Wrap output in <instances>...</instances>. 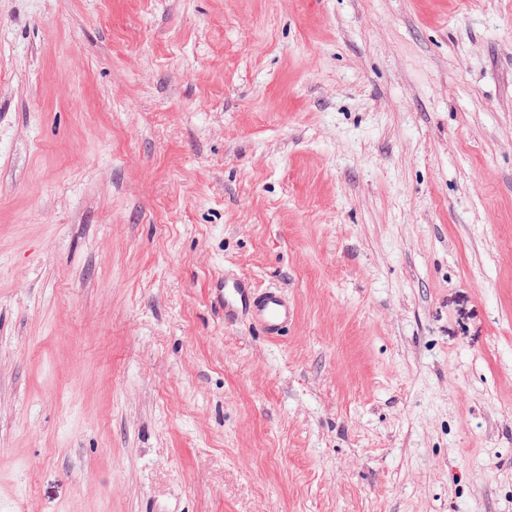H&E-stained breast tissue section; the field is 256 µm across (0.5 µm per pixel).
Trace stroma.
<instances>
[{
	"label": "stroma",
	"instance_id": "35a3bbf8",
	"mask_svg": "<svg viewBox=\"0 0 512 512\" xmlns=\"http://www.w3.org/2000/svg\"><path fill=\"white\" fill-rule=\"evenodd\" d=\"M0 512H512V0H0ZM216 300L224 306V318L247 317L262 335L281 336L295 317V308L284 291L276 288L257 290L241 279L221 281Z\"/></svg>",
	"mask_w": 512,
	"mask_h": 512
}]
</instances>
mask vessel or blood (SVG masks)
Instances as JSON below:
<instances>
[{
	"label": "vessel or blood",
	"mask_w": 512,
	"mask_h": 512,
	"mask_svg": "<svg viewBox=\"0 0 512 512\" xmlns=\"http://www.w3.org/2000/svg\"><path fill=\"white\" fill-rule=\"evenodd\" d=\"M216 300L224 307L225 319L247 317L255 329L268 337L282 335L295 317V309L284 291L259 290L237 278L220 282Z\"/></svg>",
	"instance_id": "1"
}]
</instances>
